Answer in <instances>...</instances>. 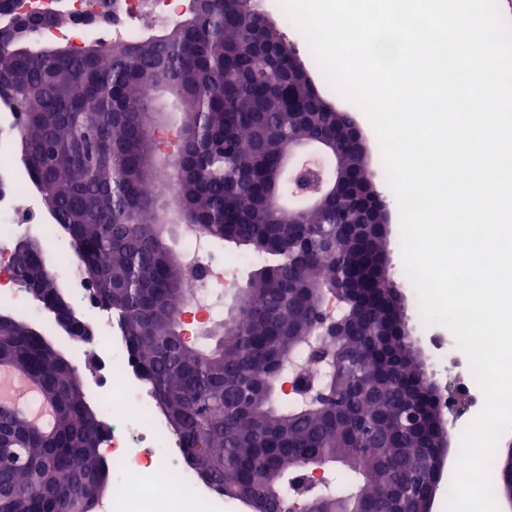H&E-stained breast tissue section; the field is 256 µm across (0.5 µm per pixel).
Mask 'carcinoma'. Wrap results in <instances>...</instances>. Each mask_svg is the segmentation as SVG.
<instances>
[{
    "instance_id": "obj_1",
    "label": "carcinoma",
    "mask_w": 512,
    "mask_h": 512,
    "mask_svg": "<svg viewBox=\"0 0 512 512\" xmlns=\"http://www.w3.org/2000/svg\"><path fill=\"white\" fill-rule=\"evenodd\" d=\"M10 25L44 27L59 17L14 13ZM9 77L0 100L27 114L24 167L52 223L68 233L79 269L94 274L97 301L117 316L135 365L200 475L253 512H290L295 472L314 462L347 471L310 493L318 512H373L398 487L396 512H423L437 483L423 458L440 442L439 409L424 388L425 366L405 323L388 321L380 299L393 288L382 216L336 197L303 206L288 182V144L331 128L317 89L301 94V73L282 33L258 25L245 0H210L163 31L79 52L23 40L0 51ZM169 94L182 114L183 162L176 175L181 217L210 239L262 256L214 347L181 336L187 303L181 259L165 240L168 207L151 192L163 167L154 136ZM299 112L294 122L283 113ZM85 153L69 157L70 147ZM354 134L339 144L350 186L371 187ZM45 248L15 257L26 284ZM42 304L65 297L41 278ZM355 328L325 344L324 318ZM0 366L34 380L54 405L50 430L0 405V512H90L108 486L100 453L105 430L67 355L29 322L0 316ZM303 389L280 396L285 377ZM421 404L412 426L406 404Z\"/></svg>"
}]
</instances>
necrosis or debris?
<instances>
[{
    "instance_id": "4bbe7bcc",
    "label": "necrosis or debris",
    "mask_w": 512,
    "mask_h": 512,
    "mask_svg": "<svg viewBox=\"0 0 512 512\" xmlns=\"http://www.w3.org/2000/svg\"><path fill=\"white\" fill-rule=\"evenodd\" d=\"M95 0H15L20 13L54 12L66 17L63 25L42 28L47 43L63 42L78 49L86 41L106 43L122 37L133 41L142 31L135 21L149 15L162 24L176 21L183 13L184 0H105L111 24L89 22ZM16 117L0 111V303L40 318L28 291L11 274L10 245L29 232L47 233L48 218L35 204L33 190L15 177L11 165ZM181 254L190 269L189 318L181 331L196 340L205 326L223 308L224 299L238 287L224 278V260L213 244L202 241L188 228L179 232ZM63 238L48 243L50 270L69 283L68 296L95 331L91 341L96 350L95 367L84 379L97 400L107 428L101 441L103 456L112 466V497L106 512H182L193 502L199 512H249L248 502L225 496L206 482L183 451L181 438L167 428L148 385L131 365L126 340L118 321L95 299L92 289L76 280L77 262L69 257ZM432 351L433 374L440 406L448 404V388L456 386L466 400L470 416L484 405L466 356L453 337L436 325L422 324Z\"/></svg>"
}]
</instances>
